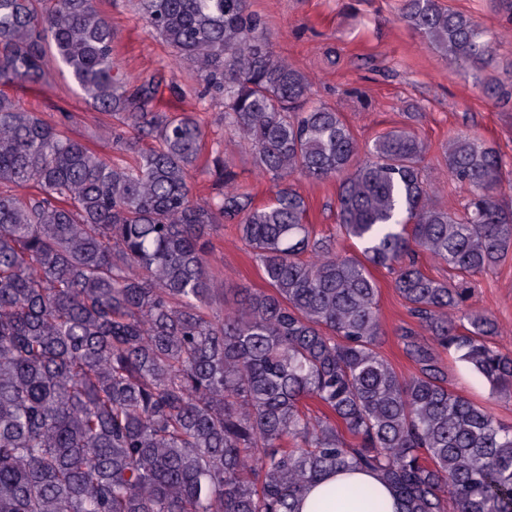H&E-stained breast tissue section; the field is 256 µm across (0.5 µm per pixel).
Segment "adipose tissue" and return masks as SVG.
I'll return each instance as SVG.
<instances>
[{
  "label": "adipose tissue",
  "mask_w": 512,
  "mask_h": 512,
  "mask_svg": "<svg viewBox=\"0 0 512 512\" xmlns=\"http://www.w3.org/2000/svg\"><path fill=\"white\" fill-rule=\"evenodd\" d=\"M364 490L377 494L382 512H402L391 486L379 472L366 469L330 473L308 485L299 498L300 512H362L358 494Z\"/></svg>",
  "instance_id": "1"
}]
</instances>
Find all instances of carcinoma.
Segmentation results:
<instances>
[{
  "label": "carcinoma",
  "instance_id": "carcinoma-1",
  "mask_svg": "<svg viewBox=\"0 0 512 512\" xmlns=\"http://www.w3.org/2000/svg\"><path fill=\"white\" fill-rule=\"evenodd\" d=\"M136 6L279 188L256 204L217 142L209 196H194L204 128L161 107L176 83L114 66L99 0H0V85L41 86L57 64L112 117L117 151L0 89V512H297L307 485L351 468L379 472L404 512H512V426L448 387L438 352L512 395L496 320L463 310L471 278L512 252L498 151L448 143V176L468 191L450 212L431 200L424 140L396 128L363 149L340 112L310 103L311 80L274 54L247 0ZM399 18L512 103L489 72L493 32L441 0H401ZM296 175L338 183L359 253L306 221ZM214 224L235 225L269 286L222 314ZM420 252L453 279L428 275ZM373 268L394 272L432 336L400 327L408 377L376 350Z\"/></svg>",
  "mask_w": 512,
  "mask_h": 512
}]
</instances>
